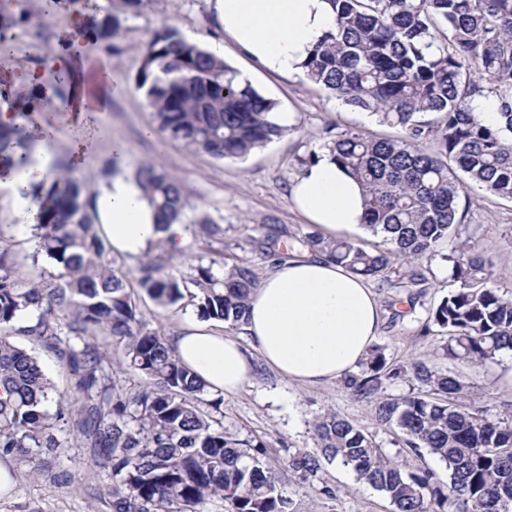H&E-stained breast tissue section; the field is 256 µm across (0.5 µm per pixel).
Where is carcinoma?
Masks as SVG:
<instances>
[{"mask_svg":"<svg viewBox=\"0 0 512 512\" xmlns=\"http://www.w3.org/2000/svg\"><path fill=\"white\" fill-rule=\"evenodd\" d=\"M144 0H123L90 17L89 44L110 49L124 37V15ZM336 29L304 63L306 77L344 104L399 127L402 136L376 138L357 131L327 132L323 147L361 185L364 227L381 239L372 249L344 238L307 233L301 247L318 252L381 287L412 288L425 278L414 263L448 248L458 288L429 313L425 330L448 337L452 359L483 365L512 351V297L490 285L493 262L463 226L465 181L512 200V0H329ZM159 130L216 158H241L280 137L275 102L251 84L236 83L224 60L171 26L156 30L142 51L137 79ZM492 95L499 121L488 125L472 102ZM432 118L427 119L425 115ZM25 126H0V164L27 161ZM462 172L461 180L456 172ZM160 224L184 222V187L165 171L143 165L134 173ZM39 200L36 255L60 271L38 284L18 278L0 251V451L23 459L54 454L58 425L92 449L109 470L115 512H200L213 496L232 512H296L267 461V445L224 428L223 398L180 361L174 347L138 317L118 254L101 234L93 200L69 168L32 187ZM413 265L391 278L395 260ZM172 260L146 253L137 282L156 304L184 297L165 272ZM258 276L249 264L218 275L198 266L191 297L200 317L244 323ZM27 314L30 323L14 322ZM29 337L65 361L74 401L46 409L53 385L37 358L18 347ZM121 346L112 358L99 334ZM351 380L356 396L374 404L376 421L394 424L404 444L445 464V472H409L372 438L335 411L317 418L322 456L297 450L288 468L304 481L318 477L320 458L355 473L383 493L392 512H512V420L493 419L480 396L457 375L422 364L412 368L428 391L380 398L387 367L372 346ZM138 372L151 384L128 393L120 374Z\"/></svg>","mask_w":512,"mask_h":512,"instance_id":"1","label":"carcinoma"}]
</instances>
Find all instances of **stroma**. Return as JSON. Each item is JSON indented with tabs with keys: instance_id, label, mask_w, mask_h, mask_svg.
I'll list each match as a JSON object with an SVG mask.
<instances>
[{
	"instance_id": "obj_1",
	"label": "stroma",
	"mask_w": 512,
	"mask_h": 512,
	"mask_svg": "<svg viewBox=\"0 0 512 512\" xmlns=\"http://www.w3.org/2000/svg\"><path fill=\"white\" fill-rule=\"evenodd\" d=\"M50 10L48 29L35 31V15ZM0 14L12 25L11 48L0 56V107L11 106L17 97L37 102L33 123L49 129L53 165H71L88 194L100 195L112 177V147L123 144L129 155V170L153 164L183 185L190 210L186 224L187 245L169 268L178 280L195 274L198 264L221 255L225 267L237 263L254 266L265 274L274 259L288 256L293 236L312 231L313 226L295 211L289 200L293 180L302 172V158L322 153L323 135L329 129H356L374 137H397L400 129L380 124L370 113L355 110L307 78L270 73L253 77L254 87L275 102L285 117L281 137L253 150L242 159L218 160L203 150L163 137L146 140L142 127L153 124L152 110L137 87L141 51L151 34L165 25L177 27L191 40L211 45L214 32L207 0H146L138 14L128 16L125 36L115 51L91 48L87 40L65 44L67 28H83L84 0H0ZM39 73L31 82V73ZM82 86L84 102L73 96ZM94 112L93 147L79 165L71 163V146L81 136L75 114ZM471 199L464 222L476 234L485 253L493 256L497 283L512 294V202L487 195L476 186L466 189ZM212 217L220 224L218 241L204 245L197 240V217ZM272 238L270 250L255 249L252 239ZM35 227L15 225L6 201L0 200V247L7 249L26 280L37 282L56 272L45 258L35 257ZM137 260L125 259L123 269L131 279L130 292L149 328L167 338L178 335L185 322L199 321L190 298L158 306L136 286ZM426 281L418 288H380L376 295L383 310V323L376 345L384 348L388 361H418L445 374L458 375L482 391L488 413L494 418L512 417V351L500 352L495 361L474 366L449 359L447 337L421 335L429 308L435 307L457 284L441 257L423 262ZM255 362L256 374L242 390L225 396L221 406L224 426L241 435L263 438L273 466L282 473V489L293 497L299 512H392L389 501L352 471L323 463L321 478L335 488V499L320 498L316 486L299 484L288 470V456L298 449L316 451L313 423L325 411L348 418L375 441L405 470L429 467L442 470L435 457L415 455L403 447L396 426L379 425L369 403L355 396L346 380L327 384L299 385L289 382L260 360V354L243 328L225 327ZM63 445L59 458L45 464L36 457L13 461L16 480L10 497L0 498V512H113L108 494L111 478L94 467L91 449L76 445L68 431H60ZM71 481H64V474Z\"/></svg>"
}]
</instances>
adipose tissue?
<instances>
[{
	"instance_id": "ef3b65f1",
	"label": "adipose tissue",
	"mask_w": 512,
	"mask_h": 512,
	"mask_svg": "<svg viewBox=\"0 0 512 512\" xmlns=\"http://www.w3.org/2000/svg\"><path fill=\"white\" fill-rule=\"evenodd\" d=\"M222 41L212 48L223 56L232 44L246 69V82L256 71L280 76L302 75V64L336 16L329 0H209ZM51 156L42 150L23 166L0 178V192L18 225L37 222L38 204L31 188L49 170ZM120 175L97 201L101 231L113 252L129 258L155 242L173 253L185 249L183 224L159 225L138 182L123 176L128 156L112 150ZM294 207L324 233H352L363 224V198L358 183L330 154H322L290 186ZM383 322L377 296L364 278L322 255L305 254L275 261L252 293L245 329L266 365L301 384H325L352 372L365 357ZM181 361L208 389L231 394L254 376L251 358L223 331L195 322L174 337Z\"/></svg>"
}]
</instances>
